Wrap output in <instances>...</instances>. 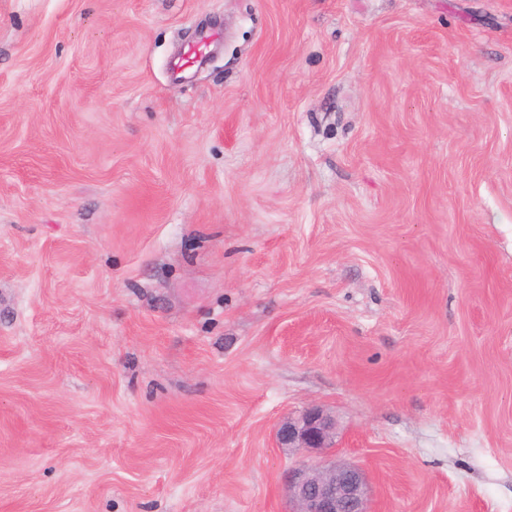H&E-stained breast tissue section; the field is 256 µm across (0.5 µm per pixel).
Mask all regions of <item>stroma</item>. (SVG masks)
Masks as SVG:
<instances>
[{"label":"stroma","mask_w":512,"mask_h":512,"mask_svg":"<svg viewBox=\"0 0 512 512\" xmlns=\"http://www.w3.org/2000/svg\"><path fill=\"white\" fill-rule=\"evenodd\" d=\"M313 405L512 512V0H0V512H288ZM275 438L278 448L321 454L335 448L336 421L322 408L312 406L297 416L282 419Z\"/></svg>","instance_id":"stroma-1"}]
</instances>
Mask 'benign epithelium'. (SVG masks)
Segmentation results:
<instances>
[{
  "label": "benign epithelium",
  "mask_w": 512,
  "mask_h": 512,
  "mask_svg": "<svg viewBox=\"0 0 512 512\" xmlns=\"http://www.w3.org/2000/svg\"><path fill=\"white\" fill-rule=\"evenodd\" d=\"M275 438L279 448L320 454L336 445V421L312 406L282 419ZM287 487L292 512H368L367 478L349 463L319 457L288 471Z\"/></svg>",
  "instance_id": "obj_1"
}]
</instances>
